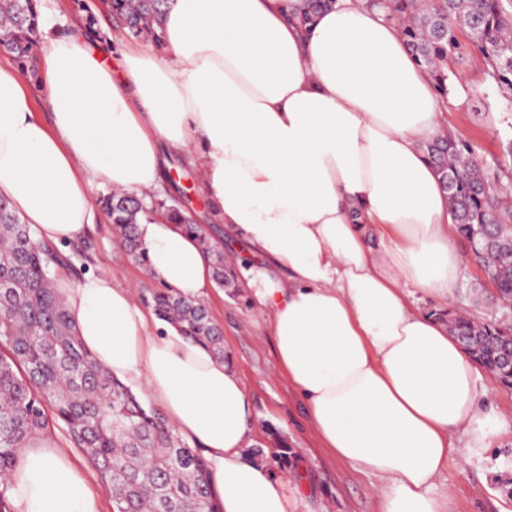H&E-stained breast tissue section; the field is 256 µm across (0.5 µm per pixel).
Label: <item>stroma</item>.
Returning a JSON list of instances; mask_svg holds the SVG:
<instances>
[{"label": "stroma", "mask_w": 512, "mask_h": 512, "mask_svg": "<svg viewBox=\"0 0 512 512\" xmlns=\"http://www.w3.org/2000/svg\"><path fill=\"white\" fill-rule=\"evenodd\" d=\"M483 60L464 56L452 63L445 119L451 128L471 141L485 170L494 172L512 163L502 143L512 140V97L485 73ZM198 172L182 157L172 156L165 170L161 199L183 202L206 231L211 242L223 248L228 259L249 264L238 250L236 238L206 215L207 204L197 192ZM452 244L463 256L452 311L480 322L512 324V305L478 297L475 287L483 272L466 255L460 239ZM58 252L80 275L107 273L135 295L149 294L160 282L135 263L116 244L109 220H101L82 240L60 242ZM213 320L222 328L225 360L240 376L257 432L255 446L263 460L288 486L294 512H378L377 478L339 462L308 426L301 399L287 378L276 372L270 330L242 288L213 287L205 301ZM292 453L287 464L273 461L279 440ZM451 495L452 512H512V434L495 442L481 457L453 459L439 479Z\"/></svg>", "instance_id": "obj_1"}]
</instances>
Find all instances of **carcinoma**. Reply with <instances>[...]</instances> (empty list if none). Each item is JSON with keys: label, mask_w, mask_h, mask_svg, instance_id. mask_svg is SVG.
<instances>
[{"label": "carcinoma", "mask_w": 512, "mask_h": 512, "mask_svg": "<svg viewBox=\"0 0 512 512\" xmlns=\"http://www.w3.org/2000/svg\"><path fill=\"white\" fill-rule=\"evenodd\" d=\"M168 0H108V13L130 39L163 45L162 19ZM387 23L399 25L416 64L440 95L448 91L449 63L475 50L487 74L512 95V0H365ZM91 29L97 18L87 0H71ZM37 0H0V52L21 75L40 85ZM440 175L456 232L475 234L495 246L474 255L495 284L493 298L512 302V171L490 176L474 157L470 141L451 133L425 145ZM126 254L145 264L137 225L166 209L174 223L198 236L213 260L214 279L230 283L224 253L203 228L174 205L146 203L118 191L102 195ZM68 268L53 248L32 239L7 202L0 200V512H14L10 476L20 451L54 429L85 454L112 501V512H222L207 459L174 433L162 415L146 408L132 390L97 362L81 343L56 280ZM157 317L181 335L224 359V336L204 304L163 286L143 297ZM452 335L512 388V367L501 349L512 343V328L450 320Z\"/></svg>", "instance_id": "1"}]
</instances>
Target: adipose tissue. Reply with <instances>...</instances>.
I'll return each mask as SVG.
<instances>
[{
    "label": "adipose tissue",
    "instance_id": "adipose-tissue-1",
    "mask_svg": "<svg viewBox=\"0 0 512 512\" xmlns=\"http://www.w3.org/2000/svg\"><path fill=\"white\" fill-rule=\"evenodd\" d=\"M303 4L170 0L168 58L131 48L115 68L80 28L60 35L42 18L51 124L0 63V198L35 242L75 240L100 220L93 185L146 196L168 155L188 153L214 218L256 259L241 286L269 313L276 367L322 446L380 480L379 512H451L437 483L449 460L492 447L508 423L480 406L481 373L447 326L411 307L415 291L453 301L462 262L423 150L440 102L396 25L337 0L303 32L289 20ZM139 233L153 277L206 298L197 240L163 211ZM58 286L97 361L204 448L224 512H291L287 485L243 456L254 428L229 365L159 329L110 276ZM11 499L15 512H101L49 439L21 453Z\"/></svg>",
    "mask_w": 512,
    "mask_h": 512
}]
</instances>
